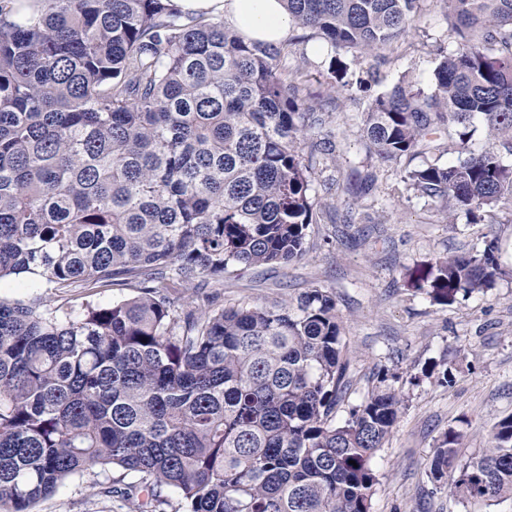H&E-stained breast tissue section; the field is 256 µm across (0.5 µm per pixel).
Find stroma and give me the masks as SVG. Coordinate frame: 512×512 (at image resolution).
<instances>
[{"mask_svg": "<svg viewBox=\"0 0 512 512\" xmlns=\"http://www.w3.org/2000/svg\"><path fill=\"white\" fill-rule=\"evenodd\" d=\"M459 47L439 0H423L416 30L381 50L347 58L344 87L331 88L329 74L331 60L343 57V50L316 36L289 46L287 72H300L311 92L333 98L315 134L330 139L331 148L313 161L315 217L307 253L286 266L232 267L210 285L227 306L283 302L314 286L332 292L349 341L350 402L366 394L382 369L405 396L398 423L373 460L379 475L373 512H465L432 483L433 451L441 435L454 429L462 434V456L470 457L485 447L499 418L512 414V277L449 307L432 304L409 285L416 269L466 252L491 230L499 237L501 265L512 267V224H470L462 216L451 222L404 191L399 165L370 158L359 117L367 100L356 82L367 71L379 70L380 93L402 78L429 91L440 55ZM352 183L362 193L349 224ZM435 361L454 363L453 386L424 375ZM92 482L74 476L36 512H136L133 500L120 496L108 504L96 501Z\"/></svg>", "mask_w": 512, "mask_h": 512, "instance_id": "stroma-1", "label": "stroma"}]
</instances>
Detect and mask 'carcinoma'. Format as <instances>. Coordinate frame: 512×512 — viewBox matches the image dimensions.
Returning a JSON list of instances; mask_svg holds the SVG:
<instances>
[{
	"label": "carcinoma",
	"instance_id": "obj_1",
	"mask_svg": "<svg viewBox=\"0 0 512 512\" xmlns=\"http://www.w3.org/2000/svg\"><path fill=\"white\" fill-rule=\"evenodd\" d=\"M421 0H286L296 25L357 57L417 28ZM462 47L434 90L402 78L361 113L369 152L439 213L512 224V0H440ZM280 48L176 0H0V512L75 476L137 512H373V459L404 395L376 385L336 420L350 387L332 293L214 305L187 293L230 266L288 265L313 223L323 113L284 78ZM480 120L488 144L475 150ZM458 158L440 162L438 141ZM498 239L446 254L413 288L440 306L508 275ZM136 295L95 302L106 288ZM84 295L81 311L71 292ZM441 384L454 367L425 369ZM450 430L431 479L467 512L512 500V414L461 463ZM355 461L356 465L349 464Z\"/></svg>",
	"mask_w": 512,
	"mask_h": 512
}]
</instances>
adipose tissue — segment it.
I'll return each mask as SVG.
<instances>
[{"label":"adipose tissue","mask_w":512,"mask_h":512,"mask_svg":"<svg viewBox=\"0 0 512 512\" xmlns=\"http://www.w3.org/2000/svg\"><path fill=\"white\" fill-rule=\"evenodd\" d=\"M182 10L194 14H222L241 37L280 45L293 22L285 0H177Z\"/></svg>","instance_id":"obj_1"}]
</instances>
